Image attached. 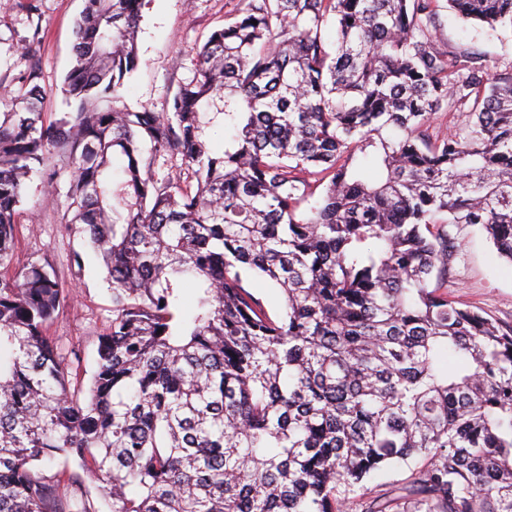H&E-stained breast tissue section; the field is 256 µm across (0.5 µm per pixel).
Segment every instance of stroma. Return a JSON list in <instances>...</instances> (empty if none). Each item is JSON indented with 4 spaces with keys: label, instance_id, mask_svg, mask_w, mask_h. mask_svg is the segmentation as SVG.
Here are the masks:
<instances>
[{
    "label": "stroma",
    "instance_id": "stroma-1",
    "mask_svg": "<svg viewBox=\"0 0 512 512\" xmlns=\"http://www.w3.org/2000/svg\"><path fill=\"white\" fill-rule=\"evenodd\" d=\"M238 6L239 0H144L138 33L141 64L127 81V104L169 111L178 87L194 75L198 47L213 30L223 27L226 15ZM82 7L83 0H0V82L15 84L29 64H36L50 119L66 109L61 86L73 60L74 25ZM34 22L41 27L40 41L33 59L27 60L16 47L31 36ZM435 36L445 48L459 42L472 44L494 70L512 67L510 34L445 10ZM22 210L18 262L52 261L65 279L70 306L51 334L63 351H77L80 372L84 379H91L98 337L112 316L104 274L90 253L83 271L71 272V255L82 250L83 243L65 228L64 195L30 190ZM456 234L460 247L448 274L449 296L512 325V262L498 256L480 226H464Z\"/></svg>",
    "mask_w": 512,
    "mask_h": 512
}]
</instances>
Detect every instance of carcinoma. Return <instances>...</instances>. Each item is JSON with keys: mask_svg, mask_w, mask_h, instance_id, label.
<instances>
[{"mask_svg": "<svg viewBox=\"0 0 512 512\" xmlns=\"http://www.w3.org/2000/svg\"><path fill=\"white\" fill-rule=\"evenodd\" d=\"M244 2L168 112L124 103L143 0H84L60 118L34 67L0 94V512H100L94 480L112 512H350L410 459L361 512H512V325L448 298L453 228L512 262V72L432 35L512 33V0ZM53 155L112 302L86 390L67 289L15 261ZM409 474L410 470L408 467L402 465L374 475L366 482L367 487L371 489V492L368 490V493H370L368 496H375L379 493L385 492V490L389 489L393 484H397L405 480Z\"/></svg>", "mask_w": 512, "mask_h": 512, "instance_id": "obj_1", "label": "carcinoma"}]
</instances>
